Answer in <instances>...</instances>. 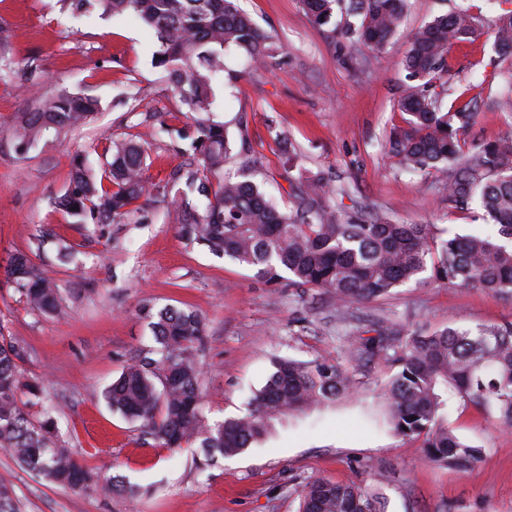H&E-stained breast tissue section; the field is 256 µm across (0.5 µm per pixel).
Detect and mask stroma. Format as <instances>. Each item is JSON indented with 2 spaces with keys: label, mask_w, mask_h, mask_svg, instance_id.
<instances>
[{
  "label": "stroma",
  "mask_w": 512,
  "mask_h": 512,
  "mask_svg": "<svg viewBox=\"0 0 512 512\" xmlns=\"http://www.w3.org/2000/svg\"><path fill=\"white\" fill-rule=\"evenodd\" d=\"M240 5L281 50L258 71L243 53L226 54L213 118L232 138H244L255 181L280 206L293 207L301 181L321 172L340 212L432 224L445 235L484 230L478 205L449 203L445 174L408 172L387 147L403 123L399 100L411 89L403 69L408 33L460 6L490 29L512 10V0H409L400 31L380 51L331 39L301 0ZM0 35L15 66L13 78L0 82V334L20 341L25 378L43 380L48 398L59 402L58 436L79 463L143 488L133 501L62 488L0 450V476L13 481L20 512H296L301 487L317 476L381 494L387 512H512V430L449 394V427L482 448V458L464 473L425 462L420 441L396 434L387 421L381 387L392 370L383 363L365 369L355 397L289 415L261 446L206 468L196 446L175 453L158 447L138 424L112 413L105 388L152 343L139 314L147 303L202 316L196 354L204 413L220 421L245 411L275 358L336 360L349 337L382 326L405 334L512 321V302L427 278L340 312L325 291L267 286L251 271L186 244L167 223L163 203L133 205L109 224L75 223L54 205L75 155L99 163L107 137L141 134L146 114L158 112L167 129L152 142L155 162L146 176L159 183L182 161L168 129L194 124L196 116L171 97L152 65L158 42L135 17L69 22L57 0H0ZM448 61L447 90L468 87L480 104L461 136L466 150L512 136V119L490 101L512 65L498 57L491 39L484 34L451 47ZM32 68L42 91L79 92L98 99L100 109L65 137L21 154L11 127L31 107L26 76ZM125 92L136 94L135 111L117 105ZM62 243L72 260L60 259ZM15 253L57 285L59 313L32 309L7 283L3 270Z\"/></svg>",
  "instance_id": "1"
}]
</instances>
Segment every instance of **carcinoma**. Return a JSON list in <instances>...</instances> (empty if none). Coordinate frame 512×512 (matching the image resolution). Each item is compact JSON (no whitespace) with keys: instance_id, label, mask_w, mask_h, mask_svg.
I'll return each mask as SVG.
<instances>
[{"instance_id":"obj_1","label":"carcinoma","mask_w":512,"mask_h":512,"mask_svg":"<svg viewBox=\"0 0 512 512\" xmlns=\"http://www.w3.org/2000/svg\"><path fill=\"white\" fill-rule=\"evenodd\" d=\"M72 16L132 13L150 28L159 49L153 56L167 90L179 106L203 115L192 133H182V163L163 183L145 178L147 142L116 139L105 162L95 167L73 158L70 183L55 204L78 224H108L128 213L141 198H162L178 224L181 239L212 255L251 270L267 285L284 282L322 289L343 310L389 295L422 280L429 272L445 286L481 288L512 300V139L493 141L464 152L460 132L477 115L478 101L462 90L442 109L448 48L472 41L481 19L466 8L434 17L409 35L404 60L418 82L399 102L403 125L392 132L390 153L413 173H448V201L463 206L475 200L497 228L493 235L437 236L431 224H396L372 212L343 218L326 204L332 195L319 174L306 178L296 208L281 209L264 186L253 180L250 161L224 172L232 143L224 124L208 118L216 88L224 82V52H244L256 65L274 57L278 46L236 0H59ZM320 27L336 34V12L357 19L342 33L377 49L398 32L408 0H303ZM494 48L512 59V14L495 23ZM30 111L13 128L16 150L27 153L46 135L59 138L99 110L93 97L63 90L44 96L34 90ZM7 282L34 309L59 312L55 284L23 254L4 269ZM153 344L131 359L106 389L112 411L137 422L158 446L177 449L196 443L206 458L238 455L263 442L275 424L292 412L350 397L362 369L383 360L397 368L381 388L388 422L398 434L422 440L426 460L466 471L481 449L448 427V389L512 426V322L446 327L407 336L380 329L356 336L344 360L300 362L278 358L274 371L245 412L211 422L204 413L196 345L202 317L191 310L144 305ZM24 348L0 336V448L24 469L52 484L79 491L138 494V486L115 476L105 479L80 465L72 449L60 444L56 406L45 389L24 379ZM27 401L19 400V393ZM299 512H386L383 498L361 486L312 478L301 490ZM12 481L0 478V512H18Z\"/></svg>"}]
</instances>
